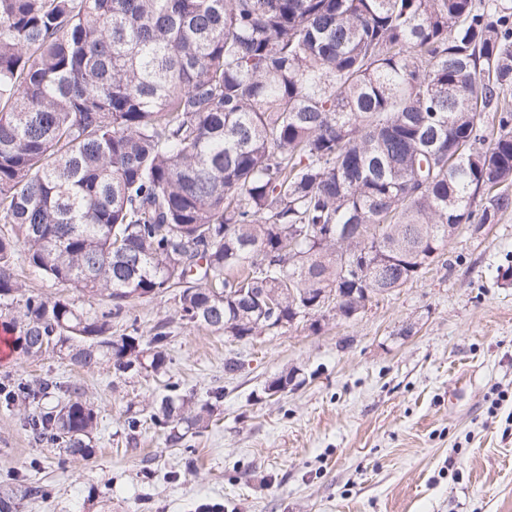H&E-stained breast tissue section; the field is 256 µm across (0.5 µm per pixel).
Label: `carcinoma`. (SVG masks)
I'll list each match as a JSON object with an SVG mask.
<instances>
[{"label":"carcinoma","mask_w":512,"mask_h":512,"mask_svg":"<svg viewBox=\"0 0 512 512\" xmlns=\"http://www.w3.org/2000/svg\"><path fill=\"white\" fill-rule=\"evenodd\" d=\"M512 13L501 0H0V298L31 267L113 310L30 295L15 344L123 378L167 365L163 333L112 335L133 297L230 336L293 327L299 289L349 321L444 255L448 225L512 210ZM348 224L368 246L336 249ZM58 385L3 386L40 403ZM175 390L150 421L208 423ZM97 413L24 417L89 458ZM48 497L0 480V512Z\"/></svg>","instance_id":"obj_1"}]
</instances>
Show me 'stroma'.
<instances>
[{"label":"stroma","mask_w":512,"mask_h":512,"mask_svg":"<svg viewBox=\"0 0 512 512\" xmlns=\"http://www.w3.org/2000/svg\"><path fill=\"white\" fill-rule=\"evenodd\" d=\"M512 212L463 230L445 254L403 287L376 296L347 322H303L251 340L183 323L171 296L133 300L113 335H168L160 374L113 377L109 365L72 366L49 350L30 357L0 346V382L79 383L99 413L96 453L59 454L21 426L32 407L0 403V479L30 471L47 499L19 512H512ZM0 302L20 319L31 294L68 290L29 267ZM239 371L224 370L227 359ZM294 372L271 398V378ZM196 403L223 398L208 426L168 443L129 412L165 385Z\"/></svg>","instance_id":"1"}]
</instances>
